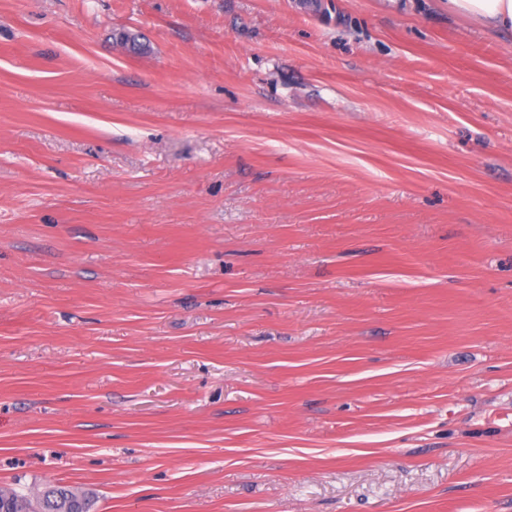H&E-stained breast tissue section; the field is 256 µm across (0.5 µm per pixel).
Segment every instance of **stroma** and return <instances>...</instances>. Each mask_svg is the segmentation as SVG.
<instances>
[{"label":"stroma","mask_w":512,"mask_h":512,"mask_svg":"<svg viewBox=\"0 0 512 512\" xmlns=\"http://www.w3.org/2000/svg\"><path fill=\"white\" fill-rule=\"evenodd\" d=\"M18 476L94 512H512V35L446 0H0Z\"/></svg>","instance_id":"obj_1"}]
</instances>
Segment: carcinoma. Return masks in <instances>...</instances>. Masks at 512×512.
Segmentation results:
<instances>
[{
	"label": "carcinoma",
	"instance_id": "obj_1",
	"mask_svg": "<svg viewBox=\"0 0 512 512\" xmlns=\"http://www.w3.org/2000/svg\"><path fill=\"white\" fill-rule=\"evenodd\" d=\"M0 505L8 512H89L90 497L64 486L32 490L15 482L0 486Z\"/></svg>",
	"mask_w": 512,
	"mask_h": 512
}]
</instances>
